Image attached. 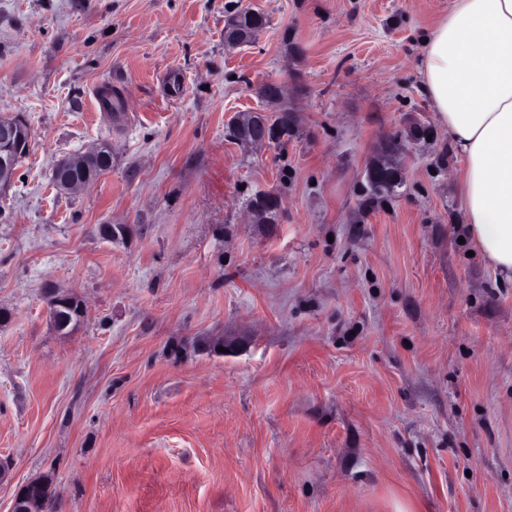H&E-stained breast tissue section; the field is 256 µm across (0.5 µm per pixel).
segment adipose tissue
I'll use <instances>...</instances> for the list:
<instances>
[{
  "mask_svg": "<svg viewBox=\"0 0 512 512\" xmlns=\"http://www.w3.org/2000/svg\"><path fill=\"white\" fill-rule=\"evenodd\" d=\"M422 43L423 88L463 162L465 233L512 279V0H453Z\"/></svg>",
  "mask_w": 512,
  "mask_h": 512,
  "instance_id": "adipose-tissue-1",
  "label": "adipose tissue"
}]
</instances>
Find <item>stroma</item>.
I'll use <instances>...</instances> for the list:
<instances>
[{
  "label": "stroma",
  "mask_w": 512,
  "mask_h": 512,
  "mask_svg": "<svg viewBox=\"0 0 512 512\" xmlns=\"http://www.w3.org/2000/svg\"><path fill=\"white\" fill-rule=\"evenodd\" d=\"M449 5L0 0V115L32 133L0 195V512L42 477L47 512H512V282L462 241L420 75ZM242 8L267 25L225 50ZM269 80L296 132L249 148L227 129ZM104 140L111 168L58 192ZM50 282L86 305L65 335ZM107 159L98 155L96 149H91L85 154L70 158L63 162L57 170L55 169L54 182L58 190L76 192L84 189L93 181L87 178L90 169L105 166ZM57 171V180H56ZM257 193L254 198L250 199V206L258 202L260 194ZM280 209V199L278 197H265L258 204H254L250 209L255 222L258 224H273Z\"/></svg>",
  "instance_id": "1"
}]
</instances>
